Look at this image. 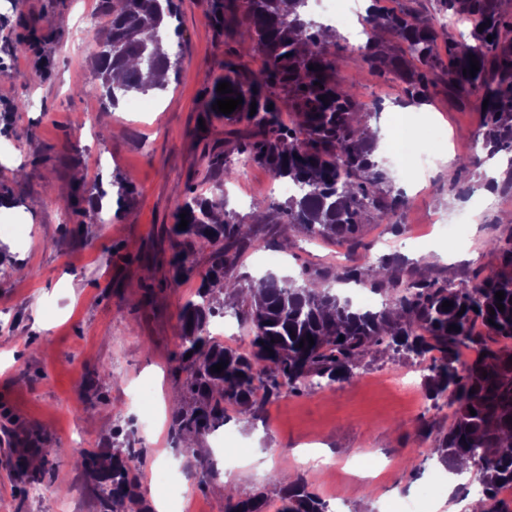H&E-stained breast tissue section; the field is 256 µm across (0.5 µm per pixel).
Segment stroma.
Masks as SVG:
<instances>
[{
	"label": "stroma",
	"mask_w": 512,
	"mask_h": 512,
	"mask_svg": "<svg viewBox=\"0 0 512 512\" xmlns=\"http://www.w3.org/2000/svg\"><path fill=\"white\" fill-rule=\"evenodd\" d=\"M181 65L165 91L152 95L153 108L131 112L105 104L92 70L102 0H0V141L12 142L11 155L0 156V182L11 205L0 221L23 217L25 235L6 238L11 263L27 272L0 274V512H103L94 483L74 465L83 450L110 458L114 445L140 451L138 493L146 512H155L159 490L148 480L155 462L175 461L177 481L167 487L172 502L199 500L204 512H224V482L200 483L201 461L216 469L212 435L184 447L172 430L173 412L143 417L129 400L138 384L154 388L156 401L188 395L174 373L179 358L180 310L210 265L209 249L198 250L195 270L173 286L174 213L189 189L210 192L225 184L228 207L242 223L252 221L256 202H285L268 171L253 166L242 184H228L209 155L224 149V123L213 120L201 133L199 120L211 96L212 82L223 76L227 61L239 58L252 70L264 59L251 49L246 26L224 28L211 20L224 0H175ZM384 46L399 70L380 74L363 59L349 35L333 47L336 70L355 102L383 100L372 117L387 131L391 107L399 103L403 78L417 61L406 46L385 36ZM26 107L15 110L17 100ZM415 133L437 124L447 129L453 156L469 152L483 114L478 101L460 107L442 87L431 88L423 111L413 115ZM502 165L493 203L480 194L467 196L457 210L447 207L460 188L479 186L484 169L447 168L441 162L417 164L414 172L384 158L388 177L408 199L399 222L431 226L471 217L467 235L456 242L432 238L438 251L432 276L472 283L498 266L489 239L512 234L500 216L512 213V158L497 154ZM135 187L123 205L113 206L112 221H91L89 190L111 187L114 175ZM275 211L261 222L260 240L243 254L236 272L253 277L268 270L298 276L335 271L337 246L291 232L292 247L275 232ZM397 237L390 225L365 223L350 260L360 264L391 254ZM111 378H98L100 370ZM412 378L409 360L390 352L367 356L344 382L300 394L285 392L258 404L243 417L228 410L223 430L230 445L259 464L235 468L237 495L257 488L268 495L266 512H276L278 485L304 478L322 499L342 496L344 512H393L397 500L416 497L429 481L431 443L417 435L423 411L410 390L393 386L391 377ZM52 442L56 456L33 471L29 458L38 445ZM318 444L333 456L335 470L306 469L300 448ZM378 458L389 470L368 485L352 476L354 460ZM65 487L59 497L55 488Z\"/></svg>",
	"instance_id": "35a3bbf8"
}]
</instances>
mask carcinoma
Instances as JSON below:
<instances>
[{
	"label": "carcinoma",
	"mask_w": 512,
	"mask_h": 512,
	"mask_svg": "<svg viewBox=\"0 0 512 512\" xmlns=\"http://www.w3.org/2000/svg\"><path fill=\"white\" fill-rule=\"evenodd\" d=\"M436 3L440 15L467 24L468 32L448 39L446 24L415 12L388 16L380 0H371L365 21L372 31L396 36L423 66L406 80L403 93L408 101L423 100L439 81L460 104L474 94L489 99L482 145L490 156L508 153L512 15L501 12L497 0ZM306 4L224 0V26L239 20L247 24L254 35L253 50L266 64L255 72L242 62L229 63L224 76L214 79L208 108L225 96L241 97L243 103L228 115L220 114L225 149L209 163L224 167L228 183L238 176V156L244 155L267 168L274 179L293 184L295 193L272 206L284 234L297 230L312 238L353 242L372 215L399 233L398 216L406 200L374 157L375 144L368 134L371 113L360 112L337 78L325 27L305 15ZM175 18L174 0H112L92 55L93 71L110 106L131 95L167 88L152 76L159 70L178 72L180 51L164 44ZM442 48L452 62L439 75ZM366 50V60L379 71L397 69L380 42L370 41ZM472 55L479 61L473 77L463 74L470 69ZM311 64L317 69H309ZM222 82L231 84L233 92H217ZM285 109L293 115L288 125L280 118ZM221 193L219 186L210 197L192 190L175 208L176 221L184 213L188 225L184 230L173 226L181 238L173 256V285L192 274L197 250L211 249V265L196 298L181 312L183 355L175 372L183 377L189 402L175 418L176 433L199 436L223 426L227 406L248 416L259 400L278 397L285 389L301 393L347 380L368 355L380 350L413 362L428 357L432 365L422 378L426 397L434 408L443 400L451 409L448 427L435 437L430 457L452 473L457 460L469 461L479 473L485 512H512V504L499 498L500 490L512 485V235L489 241L500 265L472 285L422 276L399 255L338 268L336 281L366 285L383 298L382 308L362 311L328 287L327 272L299 279L268 272L261 277L260 293H253L255 280H242L233 271L257 241V232L238 221ZM498 291L505 295L502 312L496 309ZM445 301L452 303L446 310ZM228 312L252 335L249 349L227 347L206 334L207 325ZM451 325L460 330H449ZM218 363L224 369L211 371ZM139 459L131 447L112 454V466L99 477L102 501L121 512H144L136 492ZM74 465L92 475L97 456L82 451ZM280 499L278 512H329L328 503L301 478L281 488ZM266 504L263 492L244 500L230 495L225 512H264Z\"/></svg>",
	"instance_id": "carcinoma-1"
}]
</instances>
